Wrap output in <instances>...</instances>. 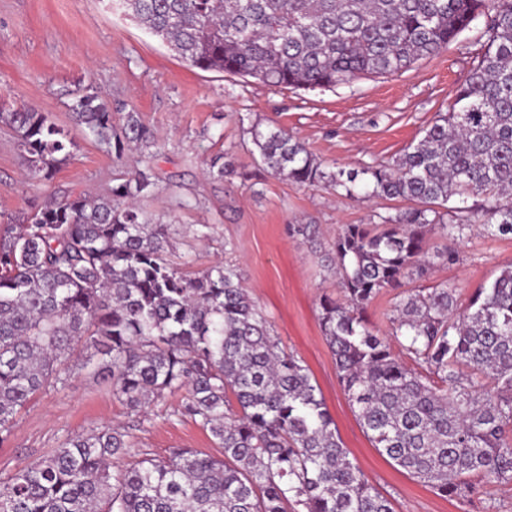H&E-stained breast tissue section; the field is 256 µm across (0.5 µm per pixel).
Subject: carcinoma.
<instances>
[{"instance_id": "obj_1", "label": "carcinoma", "mask_w": 512, "mask_h": 512, "mask_svg": "<svg viewBox=\"0 0 512 512\" xmlns=\"http://www.w3.org/2000/svg\"><path fill=\"white\" fill-rule=\"evenodd\" d=\"M188 65L302 89L400 72L448 48L479 19L484 51L448 113L393 164L366 169L370 194L409 206L383 224H346L327 254L340 296L319 300L323 336L358 421L381 455L444 496L512 482V266L467 305L442 282L400 291L389 335L368 307L428 272V232L452 265L476 224L512 235V0H113ZM74 111L116 155L149 149L130 112L116 131L106 100ZM32 176L46 180L73 142L48 114L0 104ZM276 175L355 194L358 173L326 172L280 128L251 131ZM231 172L223 155L208 176ZM157 186L139 170L106 195H64L0 230V445L19 410L58 383L81 339L108 357L112 395L139 414L186 391L181 414L223 457L174 448L122 467L119 427L69 439L0 479V512H393L349 458L319 389L280 350L237 268L185 273L170 227L137 205ZM452 223L439 208L456 198ZM434 214L428 219V214ZM399 352H394L392 341Z\"/></svg>"}]
</instances>
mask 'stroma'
Listing matches in <instances>:
<instances>
[{
    "label": "stroma",
    "mask_w": 512,
    "mask_h": 512,
    "mask_svg": "<svg viewBox=\"0 0 512 512\" xmlns=\"http://www.w3.org/2000/svg\"><path fill=\"white\" fill-rule=\"evenodd\" d=\"M473 25L439 54L401 72L363 75L325 89L269 88L254 79L185 64L160 38L112 9L107 0H0V100L47 113L69 129L71 158L48 180L30 179L11 131L0 126V222L58 200L68 191L106 194L135 170L151 169L154 192L139 205L170 227L169 259L197 272L235 264L243 286L266 315L285 352L306 366L354 463L394 512H512V485L489 487L490 501L445 497L395 466L373 447L336 375L323 338L319 299L337 291L321 255L346 224H379L405 209L400 200L354 197L329 187L301 186L260 161L252 128L278 127L305 144L324 170L388 165L444 116L483 51ZM98 92L112 105V124L139 113L154 147L115 156L78 124L71 105ZM224 152L235 164L221 181L206 174ZM319 228L317 243L294 233ZM459 259L435 261L422 288L453 284L460 302L512 264V236L472 229L457 245ZM183 394L155 402L139 417L112 395L104 359L78 342L63 384L36 394L16 415L0 445V477L40 460L66 439L120 425L131 432L130 460L164 457L175 448L217 456L209 434L181 416Z\"/></svg>",
    "instance_id": "stroma-1"
}]
</instances>
